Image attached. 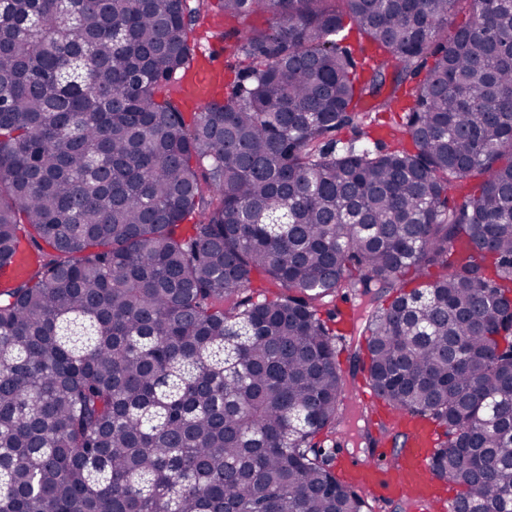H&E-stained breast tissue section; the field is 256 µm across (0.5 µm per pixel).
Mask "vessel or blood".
<instances>
[{"label": "vessel or blood", "instance_id": "obj_1", "mask_svg": "<svg viewBox=\"0 0 512 512\" xmlns=\"http://www.w3.org/2000/svg\"><path fill=\"white\" fill-rule=\"evenodd\" d=\"M218 80L215 68L197 66L189 78L194 101H210ZM378 419L404 422L409 431L407 442L399 448L379 443L365 458L347 449L338 450L335 463L342 476L378 498L408 502L412 512H450L452 500L446 495V482L436 478L429 465L436 444L433 425L390 409L380 413Z\"/></svg>", "mask_w": 512, "mask_h": 512}]
</instances>
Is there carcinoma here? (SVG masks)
I'll list each match as a JSON object with an SVG mask.
<instances>
[{
  "label": "carcinoma",
  "mask_w": 512,
  "mask_h": 512,
  "mask_svg": "<svg viewBox=\"0 0 512 512\" xmlns=\"http://www.w3.org/2000/svg\"><path fill=\"white\" fill-rule=\"evenodd\" d=\"M204 8L275 22L188 122ZM510 42L507 0H0V271L34 254L0 283V512H383L334 470L349 414L375 443L346 348L436 426L454 512H512Z\"/></svg>",
  "instance_id": "obj_1"
}]
</instances>
